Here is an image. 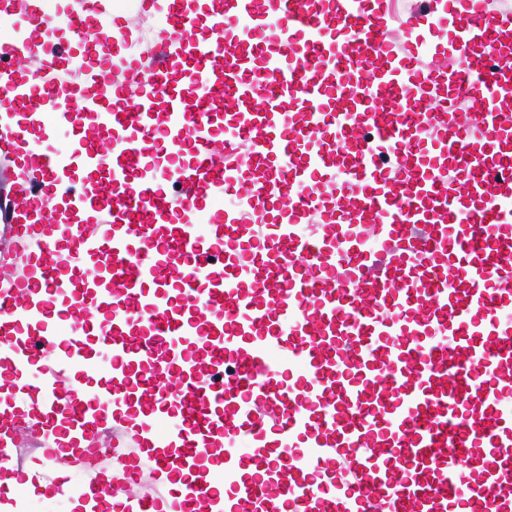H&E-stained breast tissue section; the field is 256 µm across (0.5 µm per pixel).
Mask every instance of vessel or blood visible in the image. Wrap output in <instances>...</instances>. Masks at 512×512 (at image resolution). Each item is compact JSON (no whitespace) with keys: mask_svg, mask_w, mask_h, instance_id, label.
I'll list each match as a JSON object with an SVG mask.
<instances>
[{"mask_svg":"<svg viewBox=\"0 0 512 512\" xmlns=\"http://www.w3.org/2000/svg\"><path fill=\"white\" fill-rule=\"evenodd\" d=\"M295 3L224 0L198 38L186 0H142L166 22L147 65L108 0H79L71 25L90 51L70 99L68 56L30 74L16 43L0 45L10 373L53 362L39 417L69 457L132 392L146 414L180 411L164 442L131 425L154 473L215 460L232 483L186 482L173 512L193 497L202 512H512V15L426 0L409 25L428 36L402 46L370 0ZM24 15L29 42L48 43L42 0ZM227 31L235 56L217 70ZM439 49L457 66L421 70ZM120 68L139 69L136 95L112 78ZM199 76L224 87L223 116L195 97ZM443 94L478 102V119L433 111ZM46 107L102 142L29 150L27 118ZM219 119L236 140H213ZM157 159L173 181L155 177ZM81 171L105 174L120 203L81 186L65 201L66 248L22 238L47 219L35 198ZM229 193L239 205L200 222L204 200ZM269 210L264 229L244 221ZM310 215L327 232L308 237ZM53 313L69 335L15 342L22 321ZM101 346L120 385L85 399L63 374L97 373Z\"/></svg>","mask_w":512,"mask_h":512,"instance_id":"1","label":"vessel or blood"}]
</instances>
